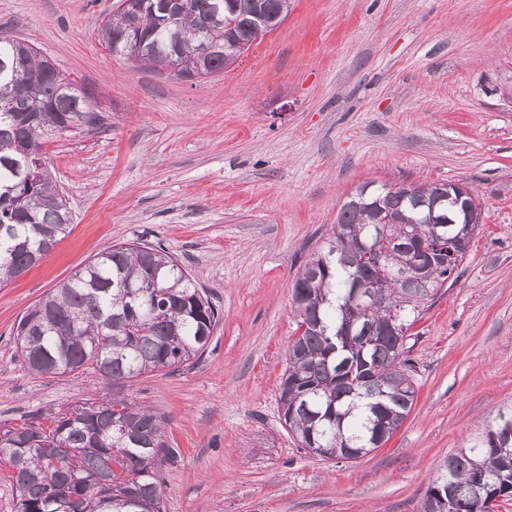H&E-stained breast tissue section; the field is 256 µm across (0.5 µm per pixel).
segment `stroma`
I'll use <instances>...</instances> for the list:
<instances>
[{"label": "stroma", "instance_id": "stroma-1", "mask_svg": "<svg viewBox=\"0 0 512 512\" xmlns=\"http://www.w3.org/2000/svg\"><path fill=\"white\" fill-rule=\"evenodd\" d=\"M119 0H0L25 40L93 94L102 127L45 142L71 233L0 285V424L112 391L36 375L15 327L120 242L185 264L221 321L201 358L128 386L168 419L167 512H419L445 459L512 405V0H289L285 21L208 82L137 68L97 37ZM461 183L482 223L412 326L416 397L358 460L300 447L280 383L291 285L359 184Z\"/></svg>", "mask_w": 512, "mask_h": 512}]
</instances>
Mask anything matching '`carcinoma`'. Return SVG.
Masks as SVG:
<instances>
[{
  "label": "carcinoma",
  "mask_w": 512,
  "mask_h": 512,
  "mask_svg": "<svg viewBox=\"0 0 512 512\" xmlns=\"http://www.w3.org/2000/svg\"><path fill=\"white\" fill-rule=\"evenodd\" d=\"M288 0H130L103 18L101 45L135 67L173 68L200 80L227 69L251 47L255 22L274 30ZM205 68L197 71L199 49ZM91 93L48 67L32 46L0 35V284L37 265L70 232L72 215L42 158L23 157L63 132L103 125ZM292 283L296 311L280 384L283 420L301 447L347 459L381 447L409 415L414 365L410 328L467 256L481 211L448 203L453 183L395 187L363 183ZM388 247L380 276L362 262L380 221ZM421 278L402 277L415 266ZM366 286L388 310L355 318ZM397 335L382 325L388 311ZM220 317L188 269L162 249L119 243L94 255L27 308L15 340L38 374L88 369L121 389L141 375L202 356ZM165 415L121 393L89 398L42 420L0 426V465L9 467L18 512H165L161 467L174 456ZM512 498V409L481 426L446 458L421 512H491Z\"/></svg>",
  "instance_id": "carcinoma-1"
}]
</instances>
